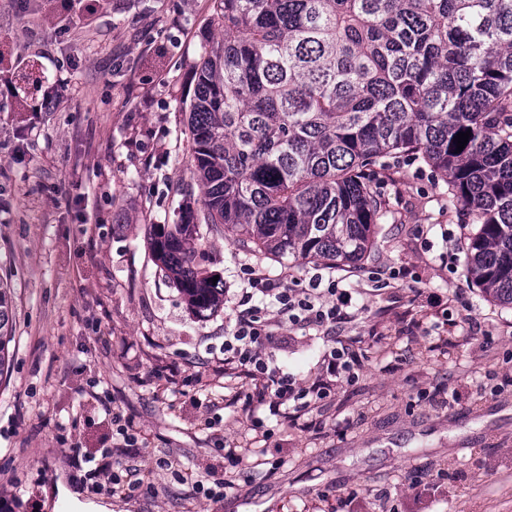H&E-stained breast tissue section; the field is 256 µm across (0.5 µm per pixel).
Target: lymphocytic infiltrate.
I'll use <instances>...</instances> for the list:
<instances>
[{"instance_id": "1", "label": "lymphocytic infiltrate", "mask_w": 512, "mask_h": 512, "mask_svg": "<svg viewBox=\"0 0 512 512\" xmlns=\"http://www.w3.org/2000/svg\"><path fill=\"white\" fill-rule=\"evenodd\" d=\"M246 276L235 326L224 338V364L254 381L258 405L267 406L270 414L291 425L308 428L306 414L311 404L329 397L340 381H355L363 368L359 352L335 336L337 326L352 317V294L339 288L333 278L325 282L315 277L305 284L287 285L252 268ZM257 296L272 300L280 324L312 327L329 336L320 372L311 385L299 383L274 360L270 347L275 333L265 308L253 302ZM72 455L84 468L93 490L106 487L115 494L132 495L149 489L143 479L127 481L114 470L111 449H102L100 455L94 456L76 447Z\"/></svg>"}]
</instances>
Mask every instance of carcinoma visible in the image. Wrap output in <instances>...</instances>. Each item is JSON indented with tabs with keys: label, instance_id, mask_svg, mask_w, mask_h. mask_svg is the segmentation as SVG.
<instances>
[{
	"label": "carcinoma",
	"instance_id": "cac0c4a2",
	"mask_svg": "<svg viewBox=\"0 0 512 512\" xmlns=\"http://www.w3.org/2000/svg\"><path fill=\"white\" fill-rule=\"evenodd\" d=\"M219 2L189 113L202 209L150 227L189 308L224 307L196 262L202 224L254 257L360 266L387 215L374 177L397 155L433 169L472 224L467 275L512 306V0ZM12 331L1 282L0 376Z\"/></svg>",
	"mask_w": 512,
	"mask_h": 512
}]
</instances>
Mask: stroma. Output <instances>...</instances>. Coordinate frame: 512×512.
I'll return each instance as SVG.
<instances>
[{"mask_svg":"<svg viewBox=\"0 0 512 512\" xmlns=\"http://www.w3.org/2000/svg\"><path fill=\"white\" fill-rule=\"evenodd\" d=\"M223 35L217 0H0V280L14 305L0 497L48 512L43 492L62 484L79 493L62 512H512V309L458 262L463 227L431 169L388 159V214L360 267L261 261L213 231L197 261L223 280L224 307L200 316L156 265L150 225L202 206L189 105L204 45ZM249 267L335 277L352 294L342 334L362 338L364 368L312 404V429L251 411L250 380L224 370ZM380 268L398 279L376 287ZM325 347L284 326L272 353L307 385ZM113 409L133 421L138 455L120 448ZM76 445L133 470L147 454L172 467L144 494L95 492ZM202 474L233 487L206 499Z\"/></svg>","mask_w":512,"mask_h":512,"instance_id":"35a3bbf8","label":"stroma"}]
</instances>
